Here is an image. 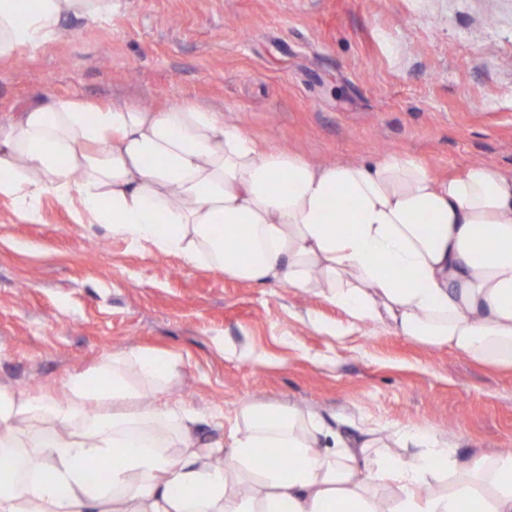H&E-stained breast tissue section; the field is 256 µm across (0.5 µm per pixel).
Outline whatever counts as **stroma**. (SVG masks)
Segmentation results:
<instances>
[{
  "instance_id": "35a3bbf8",
  "label": "stroma",
  "mask_w": 512,
  "mask_h": 512,
  "mask_svg": "<svg viewBox=\"0 0 512 512\" xmlns=\"http://www.w3.org/2000/svg\"><path fill=\"white\" fill-rule=\"evenodd\" d=\"M161 110L186 100L319 165L408 152L440 178L512 177V0H115L0 62V117L46 96ZM39 223L0 198V389L65 398L116 352L180 364L170 402L202 435L242 403L296 406L383 432L417 428L458 455L512 448V371L337 308L149 255L44 198ZM259 361L230 357V350Z\"/></svg>"
}]
</instances>
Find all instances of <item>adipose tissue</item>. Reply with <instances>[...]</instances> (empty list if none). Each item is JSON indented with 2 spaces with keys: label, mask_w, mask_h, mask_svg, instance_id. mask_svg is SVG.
Wrapping results in <instances>:
<instances>
[{
  "label": "adipose tissue",
  "mask_w": 512,
  "mask_h": 512,
  "mask_svg": "<svg viewBox=\"0 0 512 512\" xmlns=\"http://www.w3.org/2000/svg\"><path fill=\"white\" fill-rule=\"evenodd\" d=\"M112 2L0 0V61ZM47 196L144 252L316 295L348 318L335 335L383 324L512 368V178L494 166L445 179L405 153L320 166L192 102L52 98L0 123V197L34 224ZM175 369L123 352L62 400L0 390V512H512V455L459 457L421 430L352 438L341 420L245 403L203 440L196 413L166 400ZM260 448L290 465L256 464Z\"/></svg>",
  "instance_id": "adipose-tissue-1"
}]
</instances>
